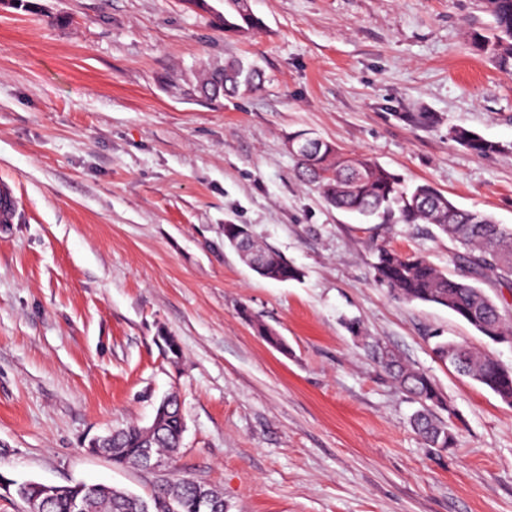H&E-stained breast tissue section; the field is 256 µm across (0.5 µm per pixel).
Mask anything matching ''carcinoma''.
Returning a JSON list of instances; mask_svg holds the SVG:
<instances>
[{
  "mask_svg": "<svg viewBox=\"0 0 512 512\" xmlns=\"http://www.w3.org/2000/svg\"><path fill=\"white\" fill-rule=\"evenodd\" d=\"M243 2L224 0L227 12H215L225 30L247 35L262 28V19L244 8ZM485 2L493 27L488 34L477 29L470 31V45L495 59L499 67L511 71L512 0ZM260 82V71L253 63L229 59L197 80L193 91L203 99L213 100L225 94L255 92ZM301 134L314 144V149L307 155L295 156L299 175L315 186L330 206L378 224H432L459 247L455 254L456 272L450 276L421 253L380 246L373 262L377 282L400 300L445 307L482 335L512 346V315L480 287L492 282L501 288H512V226L498 224L483 212L458 207L428 183L410 186L400 174L366 154H345L331 142L304 130ZM451 135L477 155L493 154L499 149L497 143L463 128L452 130ZM250 248L261 258L260 276L279 282L302 276L298 267L275 251L254 242ZM254 326L269 345L285 348L275 329L258 320ZM434 350L440 361L512 406L511 367L464 341H441ZM380 364L392 382L419 404L411 425L424 444L442 450L453 447V433L435 412L442 399L431 379L392 350H380ZM183 433L181 409L175 398L153 436H147L144 427L138 424L112 432L109 457L116 466L134 469L140 465L144 448L150 446L154 455L171 463L180 452ZM222 503V493L187 475H176L162 481L148 497L98 485L96 493L85 497L84 512H213L212 505ZM46 512H73L71 491L56 495Z\"/></svg>",
  "mask_w": 512,
  "mask_h": 512,
  "instance_id": "1",
  "label": "carcinoma"
}]
</instances>
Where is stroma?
Here are the masks:
<instances>
[{
  "label": "stroma",
  "instance_id": "stroma-1",
  "mask_svg": "<svg viewBox=\"0 0 512 512\" xmlns=\"http://www.w3.org/2000/svg\"><path fill=\"white\" fill-rule=\"evenodd\" d=\"M250 6L263 27L241 36L186 0L0 4V184L18 201L0 224V475L147 495L162 472L88 443L147 423L173 391L176 466L228 512H512V407L439 362L431 337L508 367L512 348L374 279L379 246L450 271L456 245L329 206L287 148L311 132L511 226L512 72L466 39L492 24L484 0ZM231 57L263 71L260 90L190 95ZM457 127L499 151L469 152ZM228 224L302 278L259 277L225 247ZM377 344L434 381L453 448L411 429Z\"/></svg>",
  "mask_w": 512,
  "mask_h": 512
}]
</instances>
